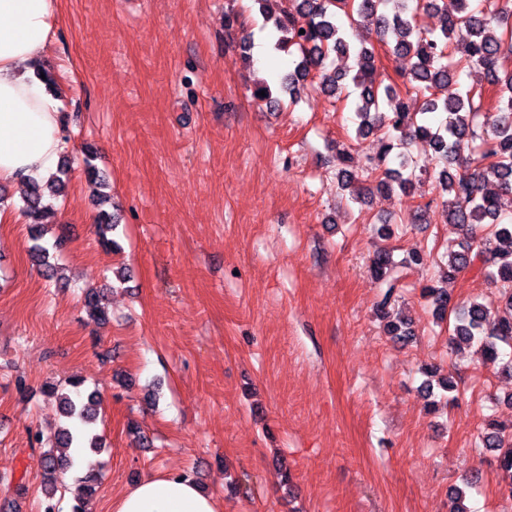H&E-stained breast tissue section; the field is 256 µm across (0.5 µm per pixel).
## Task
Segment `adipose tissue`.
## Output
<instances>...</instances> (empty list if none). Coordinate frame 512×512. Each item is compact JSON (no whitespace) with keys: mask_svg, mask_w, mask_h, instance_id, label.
I'll return each mask as SVG.
<instances>
[{"mask_svg":"<svg viewBox=\"0 0 512 512\" xmlns=\"http://www.w3.org/2000/svg\"><path fill=\"white\" fill-rule=\"evenodd\" d=\"M57 0H0V181L46 178L66 144L60 99L27 71L55 35ZM113 512H217L214 500L186 475L140 479L117 498Z\"/></svg>","mask_w":512,"mask_h":512,"instance_id":"adipose-tissue-1","label":"adipose tissue"}]
</instances>
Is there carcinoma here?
<instances>
[{
  "instance_id": "obj_1",
  "label": "carcinoma",
  "mask_w": 512,
  "mask_h": 512,
  "mask_svg": "<svg viewBox=\"0 0 512 512\" xmlns=\"http://www.w3.org/2000/svg\"><path fill=\"white\" fill-rule=\"evenodd\" d=\"M276 18L266 17L277 33L276 46L297 55L294 69L283 78L282 91L289 103L298 102L300 87L308 80H319L321 88L333 95L353 85L355 96L350 109L355 116L356 135L374 136L380 144L376 156L359 176L350 170V154L336 151V180L351 199L360 200L373 191L399 189L411 195L414 181L422 176L411 154L415 140L428 144L439 168L437 180L448 194L444 216L459 226L461 237L448 242L445 252L436 257L421 249L409 250L397 262L392 251L374 252L370 271L379 288L375 310L385 320L386 333L396 340L412 337L411 321L395 311L396 289L403 270L432 263L441 276L454 279L474 270L484 276L498 293L496 304L476 300L459 307L446 288L426 285L435 318H453L448 329L449 343L456 349L477 347L483 360L499 365L500 372L512 379V219L504 220L499 199L512 195V0H455L448 10L444 0H284ZM347 19L360 18L374 26L377 39L395 55L414 59L410 72L398 86L375 84L377 54L375 46L356 45L346 35L338 13ZM442 14L440 28L429 27L425 17ZM478 69L489 85L497 88V99L488 109L482 93L463 88L461 74ZM399 159V168L384 167L390 154ZM95 152L83 149L86 177L97 182L100 171L93 164ZM71 171L68 155L59 161L50 181L28 179L22 212L28 220L31 256L44 268L46 276L57 274L51 251L62 249L66 239L55 237L52 247L43 243L46 236L42 219L49 206L45 197L65 192ZM494 179L496 191L486 189ZM102 249L117 248L107 233L116 228L112 213L103 210L95 224ZM104 294L93 289L84 293V307L100 321L107 317ZM63 424L51 437L36 432L32 442L48 443L51 449L42 458L44 500L41 512H56L55 497L70 487L64 475L73 467L64 449L71 446L99 450L102 435L96 432L98 392L85 388V381L74 377L57 389ZM485 448L506 449L499 459L503 472L502 495L512 500V432L491 421L482 436ZM92 477L75 485V512H85Z\"/></svg>"
}]
</instances>
